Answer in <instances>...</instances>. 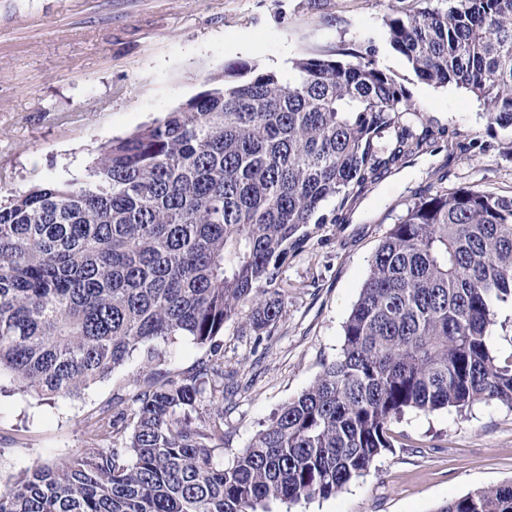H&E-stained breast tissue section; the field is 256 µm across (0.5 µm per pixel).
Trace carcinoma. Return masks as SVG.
Returning a JSON list of instances; mask_svg holds the SVG:
<instances>
[{
  "label": "carcinoma",
  "mask_w": 512,
  "mask_h": 512,
  "mask_svg": "<svg viewBox=\"0 0 512 512\" xmlns=\"http://www.w3.org/2000/svg\"><path fill=\"white\" fill-rule=\"evenodd\" d=\"M383 38L420 80L471 92L512 128V0L397 11ZM377 54L365 35L340 59L231 65L84 171L0 202V376L77 397L180 337L208 352L112 398L97 444L0 485V512H257L327 498L392 448L406 412L512 405V365L487 343L495 303L512 300V198L420 192L370 260L339 356L231 466L213 462L233 395L224 325L270 333L309 225L348 223L373 184L423 154L469 149L420 118ZM439 512H512V482Z\"/></svg>",
  "instance_id": "cac0c4a2"
}]
</instances>
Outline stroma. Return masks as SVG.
<instances>
[{
  "label": "stroma",
  "mask_w": 512,
  "mask_h": 512,
  "mask_svg": "<svg viewBox=\"0 0 512 512\" xmlns=\"http://www.w3.org/2000/svg\"><path fill=\"white\" fill-rule=\"evenodd\" d=\"M440 0H0V193L85 169L101 146L175 110L225 66L281 69L301 55H332L362 34L382 37L394 11ZM377 61L424 120L471 144L448 161L445 188L512 196V132L455 85L419 80L380 45ZM440 159L423 155L386 175L347 224H325L289 255L288 303L270 336L224 327V369L239 388L224 414L229 465L273 414L307 389L341 352L343 325L378 245L424 188ZM156 365L136 356L74 398L47 399L0 379V483L37 463L92 444L89 424L112 397L144 378L174 376L207 357L182 337ZM394 446L335 496L271 512H439L466 493L512 482V407L479 402L465 413L411 411L392 427Z\"/></svg>",
  "instance_id": "obj_1"
}]
</instances>
